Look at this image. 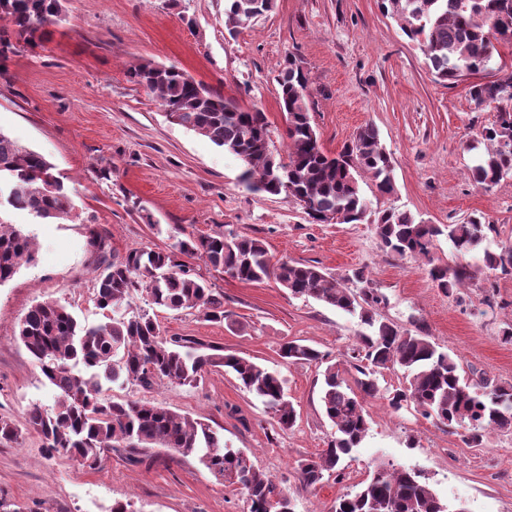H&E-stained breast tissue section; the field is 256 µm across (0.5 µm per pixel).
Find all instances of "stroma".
Instances as JSON below:
<instances>
[{"mask_svg": "<svg viewBox=\"0 0 512 512\" xmlns=\"http://www.w3.org/2000/svg\"><path fill=\"white\" fill-rule=\"evenodd\" d=\"M65 20L47 29L42 46L17 45L0 66V130L42 153L71 197L68 220L40 221L24 211L8 219L29 232L37 261L0 286V418L24 424L32 406L52 408L55 393L18 337L19 321L38 301L65 304L84 324L104 322L95 281L104 257L134 248L169 249L180 233L216 231L262 239L273 260L311 264L336 277L364 272L385 298L381 316L401 328L424 327L430 340L460 364L468 381L512 384V274L484 266L481 252L458 254L440 238L432 262L385 251L370 223L312 222L286 196L247 190L243 164L209 139L171 123L129 69L142 61L174 65L241 106L263 110L272 149L286 150L280 110V65L297 58L309 78L312 120L322 149L338 152L372 124L393 162L395 191L380 195L372 178L359 184L373 210L395 208L432 224L482 216L496 231L489 249L512 245V176L486 189L472 178L478 153L470 145L494 123L495 108H478L469 80L436 79L415 43L378 0H275L255 25L229 36L225 0H64ZM101 233L103 245L93 242ZM224 295L229 317L209 321L197 311L156 309L164 336L253 359L279 373L297 412L282 428L274 412L223 368L198 387L168 382L145 389L105 383L112 400L142 399L208 422L228 447L285 482L294 512H334L340 496L359 490L379 465L420 474L451 512H512V432H492L470 448L414 407L393 411L385 393L402 387V370L378 376L380 396L367 399L370 429L342 475L304 486L299 461L317 458L335 430L320 393L326 365L347 382L357 372L348 355L367 328L358 317L271 281L243 282L186 258ZM471 264L473 279L445 294L430 264ZM318 349L322 363H289L284 342ZM0 499L23 512H248L244 494L216 479L196 458L153 449L130 458L109 453L101 468L65 456L45 458L42 439L24 433L0 447Z\"/></svg>", "mask_w": 512, "mask_h": 512, "instance_id": "obj_1", "label": "stroma"}]
</instances>
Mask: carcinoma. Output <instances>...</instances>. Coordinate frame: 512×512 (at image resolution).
Returning a JSON list of instances; mask_svg holds the SVG:
<instances>
[{
	"instance_id": "obj_1",
	"label": "carcinoma",
	"mask_w": 512,
	"mask_h": 512,
	"mask_svg": "<svg viewBox=\"0 0 512 512\" xmlns=\"http://www.w3.org/2000/svg\"><path fill=\"white\" fill-rule=\"evenodd\" d=\"M379 7L418 42L437 80L450 85L487 70L497 45L512 43V0H379ZM273 8L274 0H226L225 27L234 34ZM63 15L62 0H0V19L11 24V30H0V61L17 43L40 46L46 28L58 24ZM129 77L153 95L172 122L241 159L239 180L247 189L290 197L316 222L322 214L334 213L343 224H375L386 251L426 260L433 281L446 292L473 278L467 265L433 264L431 251L445 236L456 252L467 254L495 231L494 225L478 217L445 225L423 224L405 211L374 213L361 192L358 173L370 174L382 195L395 190L392 160L377 129L366 124L339 153L326 154L312 123L308 78L295 57L287 56L278 74L285 159L271 149L264 112L242 107L175 66L145 61L131 67ZM468 93L477 106L497 109V120L481 132L485 152L472 169L474 180L489 188L512 174V109L502 106L512 101V81L475 82ZM12 209L40 220L61 219L70 213L72 200L43 154L0 130V286L36 258L32 238L3 217ZM180 255L197 256L243 282L272 280L293 296L357 314L372 329L362 337L361 359L367 364L356 367V386L349 385L334 365L324 371L321 402L335 436L317 459L298 463L305 485L319 483L324 472L335 470L365 439L369 421L364 403L379 394L376 374L382 369L397 366L406 375L407 385L385 396L391 409L412 404L427 418L453 430L461 428L470 448L482 447L491 431H512V385L488 378L468 383L458 362L423 331L381 319L379 308L385 299L368 285L363 272L354 273L362 284L354 290L348 279H337L317 266L273 261L260 239L215 232L179 239L169 250L135 248L105 262L95 286L98 307L111 313L104 322L83 324L65 305L49 299L32 305L24 315L19 339L55 392L52 409L35 406L26 419V429L41 435L47 457L64 455L82 467L97 469L122 442L131 455L164 448L183 458L198 457L214 477L239 486L249 512H294L288 493L262 474L247 453L226 447L204 421L147 400L102 397L104 381L150 388L167 380L194 387L209 368L223 366L274 411L282 428L294 424L296 412L277 373L243 356L187 350L183 340L163 336L148 312H128L133 296L141 293L157 307L196 310L210 320L226 318L224 296L187 269ZM483 263L511 274L512 246L498 253L484 249ZM280 356L292 362L322 360L317 349L293 341L281 346ZM21 437V428L0 418L1 446L17 444ZM336 512L449 510L419 474L391 466L377 469L358 492L341 497Z\"/></svg>"
}]
</instances>
